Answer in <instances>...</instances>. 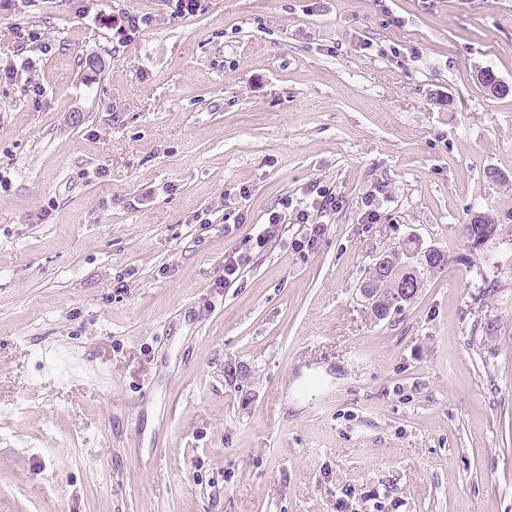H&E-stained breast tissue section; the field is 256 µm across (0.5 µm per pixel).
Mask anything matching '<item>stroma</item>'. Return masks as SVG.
I'll return each instance as SVG.
<instances>
[{
  "mask_svg": "<svg viewBox=\"0 0 512 512\" xmlns=\"http://www.w3.org/2000/svg\"><path fill=\"white\" fill-rule=\"evenodd\" d=\"M486 69L512 0H0V512H512V223L463 232L512 208ZM318 184L314 246L257 247ZM411 234L448 262L376 322ZM312 192L316 193V198H313L311 202V210L299 209L290 215L288 222V211H273L269 213L268 222L264 229L257 235L256 243L258 247H264L268 241L275 239L279 236L282 224H311V232L309 238H307V246L313 245L317 238L322 233V225L318 222L313 221L314 212L319 215L320 218L326 217L333 211H336V207L339 200L336 198V194L329 188L323 189V187L313 186ZM287 221V222H286ZM505 220L512 221V211L501 215L497 209L487 208L482 211H475L470 214L468 222L464 224V234L467 240L474 235H480L485 231L497 234L498 226L505 224Z\"/></svg>",
  "mask_w": 512,
  "mask_h": 512,
  "instance_id": "1",
  "label": "stroma"
}]
</instances>
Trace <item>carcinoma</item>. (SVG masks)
<instances>
[{
    "label": "carcinoma",
    "instance_id": "obj_1",
    "mask_svg": "<svg viewBox=\"0 0 512 512\" xmlns=\"http://www.w3.org/2000/svg\"><path fill=\"white\" fill-rule=\"evenodd\" d=\"M479 82L493 95H507L512 91L509 85L501 83L498 77L488 69L480 72ZM506 220L512 221V211L503 215L492 207L475 211L470 214L468 222L464 224L465 237L470 238L486 231L495 234L498 226ZM446 263V254L442 251L422 253L421 260L414 266L405 264L404 259L395 254L393 260L387 261L384 267L372 264L368 277L362 281L361 287L383 288L387 301L386 306L383 307L382 320L385 321L417 297L423 287L424 275L440 269Z\"/></svg>",
    "mask_w": 512,
    "mask_h": 512
}]
</instances>
